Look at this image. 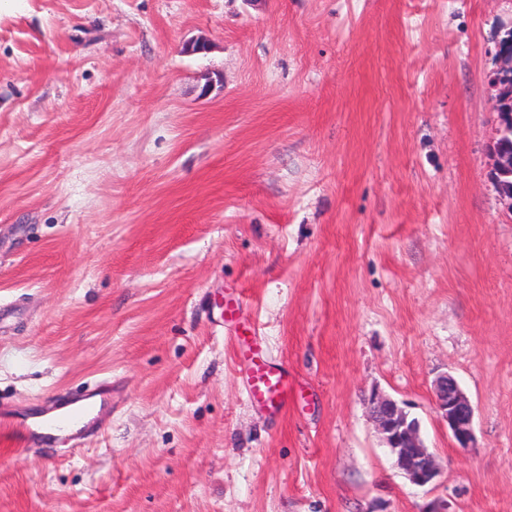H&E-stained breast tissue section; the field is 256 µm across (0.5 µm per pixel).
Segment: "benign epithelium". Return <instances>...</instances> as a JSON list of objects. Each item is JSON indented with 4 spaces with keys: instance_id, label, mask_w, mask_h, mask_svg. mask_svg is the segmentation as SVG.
<instances>
[{
    "instance_id": "7a95c632",
    "label": "benign epithelium",
    "mask_w": 512,
    "mask_h": 512,
    "mask_svg": "<svg viewBox=\"0 0 512 512\" xmlns=\"http://www.w3.org/2000/svg\"><path fill=\"white\" fill-rule=\"evenodd\" d=\"M499 50L496 73L503 75L512 71L509 38L499 41ZM432 394L434 408L448 424L456 447L461 450L473 447L474 408L457 380L448 373L439 376ZM369 402L370 415L391 452L394 466L415 485L424 487L435 482L440 469L435 455L424 445L418 421L409 420V414L398 402L378 391L372 392Z\"/></svg>"
}]
</instances>
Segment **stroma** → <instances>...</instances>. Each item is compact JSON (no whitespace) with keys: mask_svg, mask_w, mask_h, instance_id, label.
<instances>
[{"mask_svg":"<svg viewBox=\"0 0 512 512\" xmlns=\"http://www.w3.org/2000/svg\"><path fill=\"white\" fill-rule=\"evenodd\" d=\"M511 28L512 0H0V415L106 395L82 447L0 442V512H512ZM249 328L286 409L248 395ZM432 394L434 408L448 424L456 447L461 450L473 448L474 408L457 380L448 373L439 376L434 382ZM370 415L383 443L391 452L394 466L413 484L424 487L440 475L435 455L424 445L417 420L394 399L374 391L370 395Z\"/></svg>","mask_w":512,"mask_h":512,"instance_id":"1","label":"stroma"}]
</instances>
